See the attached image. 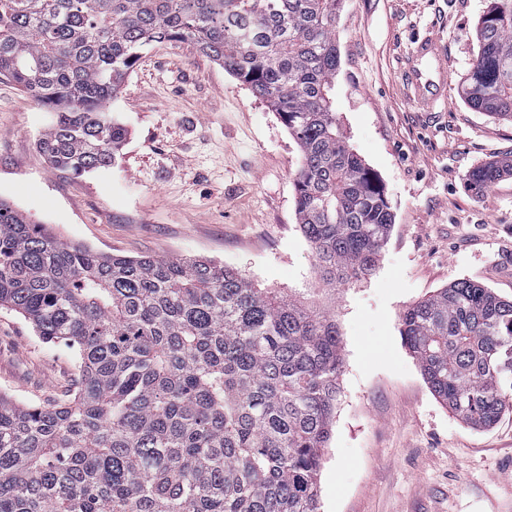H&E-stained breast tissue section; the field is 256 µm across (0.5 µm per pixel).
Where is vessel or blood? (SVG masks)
<instances>
[{"mask_svg": "<svg viewBox=\"0 0 512 512\" xmlns=\"http://www.w3.org/2000/svg\"><path fill=\"white\" fill-rule=\"evenodd\" d=\"M401 77L414 107L430 111L444 100L448 90V71L435 37L428 36L415 42L403 62Z\"/></svg>", "mask_w": 512, "mask_h": 512, "instance_id": "obj_1", "label": "vessel or blood"}]
</instances>
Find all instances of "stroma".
Masks as SVG:
<instances>
[{"instance_id": "obj_1", "label": "stroma", "mask_w": 512, "mask_h": 512, "mask_svg": "<svg viewBox=\"0 0 512 512\" xmlns=\"http://www.w3.org/2000/svg\"><path fill=\"white\" fill-rule=\"evenodd\" d=\"M488 0H344L336 115L385 184L394 226L376 271L322 285L295 215L300 154L275 112L181 43L149 47L110 105L129 135L111 167H50L36 142L53 115L0 77V197L62 239L132 258H203L334 316L342 372L319 473L321 512H512V411L474 429L431 392L400 336L403 309L471 279L512 300V175L484 195L465 180L512 153V121L459 93ZM435 35L448 98L416 111L399 71ZM77 351L0 309V398L54 406Z\"/></svg>"}]
</instances>
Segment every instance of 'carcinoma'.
<instances>
[{"instance_id":"cac0c4a2","label":"carcinoma","mask_w":512,"mask_h":512,"mask_svg":"<svg viewBox=\"0 0 512 512\" xmlns=\"http://www.w3.org/2000/svg\"><path fill=\"white\" fill-rule=\"evenodd\" d=\"M343 0H0V75L47 111L37 147L80 176L127 131L109 111L143 50L180 42L264 101L301 155L295 211L323 283L377 269L386 189L336 116ZM466 103L512 121V0H489ZM512 155L473 168L484 193ZM76 347L74 397L0 401V512H318L336 319L206 259L105 255L0 198V308ZM430 390L473 428L512 411V301L462 279L406 307Z\"/></svg>"}]
</instances>
